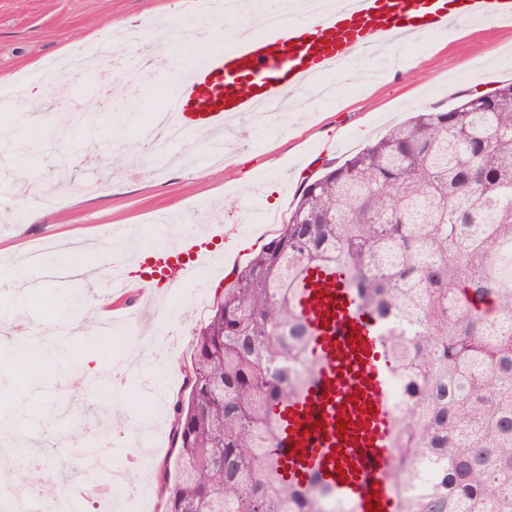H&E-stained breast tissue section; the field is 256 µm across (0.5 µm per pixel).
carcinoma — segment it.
I'll use <instances>...</instances> for the list:
<instances>
[{
    "label": "carcinoma",
    "instance_id": "carcinoma-1",
    "mask_svg": "<svg viewBox=\"0 0 512 512\" xmlns=\"http://www.w3.org/2000/svg\"><path fill=\"white\" fill-rule=\"evenodd\" d=\"M511 97L509 82L418 112L303 188L194 334L162 512H336L328 488L282 482L267 455L272 407L316 372L294 307L311 266L342 268L365 308L416 327L384 340L408 394L392 439L398 512H512ZM25 481L59 500L38 469Z\"/></svg>",
    "mask_w": 512,
    "mask_h": 512
}]
</instances>
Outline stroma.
Listing matches in <instances>:
<instances>
[{"instance_id": "35a3bbf8", "label": "stroma", "mask_w": 512, "mask_h": 512, "mask_svg": "<svg viewBox=\"0 0 512 512\" xmlns=\"http://www.w3.org/2000/svg\"><path fill=\"white\" fill-rule=\"evenodd\" d=\"M199 0H0V79L13 82L37 76L44 64L77 50L102 54L116 78L80 76L69 97L52 95L32 113V157L13 182L0 180V253L14 262L28 259L32 241L53 238L108 245L120 256L145 258L165 231L159 222L178 216L183 231L206 230L219 224L224 240L216 256L243 266L259 252L294 207L302 186L319 177L327 164H340L381 137L385 130L421 110L445 111L458 94L450 83L467 81L471 90L488 94L512 80V27L458 21L463 37L447 33L409 38L403 54L416 58L414 71L380 73L370 82L361 77L336 84L334 101L312 96L306 108L272 120L254 116L231 121L226 131V158L212 163L206 141L185 132L180 142L165 146L145 140L141 130L158 112L165 90L184 75L190 53L202 52L215 36L233 39L235 28L216 0L211 25L192 30ZM150 21L151 41L120 44L126 30ZM489 52V65L472 70L476 51ZM68 186L40 221L30 212L38 202L30 185L50 191L55 183ZM130 226L128 237L107 239L111 226ZM37 288L26 293L10 285L0 271V322L21 316L25 322L52 327L65 322L72 333L62 339L66 354L93 355L98 371L84 375L89 383L107 380L108 368L127 370L120 392L106 395L74 392L45 366L41 377L11 369L19 340L0 335V420L17 423L19 432L40 452L34 460L46 477L68 475L82 512H110L108 491L137 479L148 485L147 508L128 512H159V470L174 456L170 437L154 441L156 454L142 465L140 428L169 422L173 403L184 394L182 369L190 359L192 340L207 320L215 298L231 282L225 271L203 273L177 288H144L133 283L134 304L108 293L111 269L101 268L73 280L31 269ZM82 293L85 302L107 300L132 326L106 336L96 335L70 297ZM174 331L166 354L156 357L140 348L142 339L157 335L159 322ZM115 449L109 471L87 478L83 472L88 441Z\"/></svg>"}]
</instances>
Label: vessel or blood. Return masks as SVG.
Returning <instances> with one entry per match:
<instances>
[{"instance_id": "1", "label": "vessel or blood", "mask_w": 512, "mask_h": 512, "mask_svg": "<svg viewBox=\"0 0 512 512\" xmlns=\"http://www.w3.org/2000/svg\"><path fill=\"white\" fill-rule=\"evenodd\" d=\"M512 23V0H466L464 16L487 14ZM454 17L440 0H336L324 13L303 18L282 14L277 24L221 49L202 52L173 97L179 123L212 132L227 119L278 111L288 95L310 80L376 50L390 37L447 31ZM251 78L255 93L233 89L238 76ZM214 257L212 239L185 236L179 247L154 248L145 287L156 280L176 286ZM297 312L310 332L314 378L293 399L273 406L280 428L275 450L281 479L330 486L353 512L367 503L396 512L388 474L393 450V366L383 347L378 318L358 301L341 268L313 267L297 297ZM359 405L358 423L351 407ZM349 427H342V419Z\"/></svg>"}]
</instances>
